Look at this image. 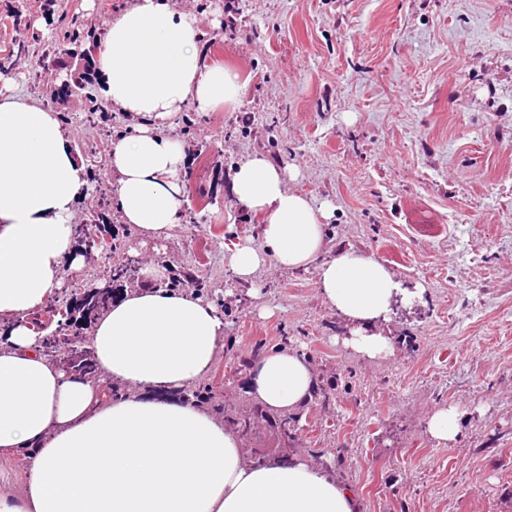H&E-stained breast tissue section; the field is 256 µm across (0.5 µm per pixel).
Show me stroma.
I'll list each match as a JSON object with an SVG mask.
<instances>
[{
	"label": "stroma",
	"mask_w": 512,
	"mask_h": 512,
	"mask_svg": "<svg viewBox=\"0 0 512 512\" xmlns=\"http://www.w3.org/2000/svg\"><path fill=\"white\" fill-rule=\"evenodd\" d=\"M239 10L224 28L226 2ZM208 64L246 83L233 109L188 103L159 122L183 149L178 224L138 236L108 209L86 231L105 265L136 257L164 282H202L224 298L226 335L242 357L289 334L317 387L336 403L303 432L351 485L359 512H512V0H191ZM15 93L66 114L71 146L121 138L85 124L78 97L52 98L17 74ZM208 163L200 165L197 148ZM258 154L293 170L290 188L328 205L326 257L374 255L423 299L398 302L382 326L392 356L346 344V321L323 299L315 269H262L247 308L224 253L259 239L263 219L235 201V166ZM31 324L64 326L56 365L93 373L94 318L121 297L108 276L66 282ZM455 409L459 434L437 442L433 412Z\"/></svg>",
	"instance_id": "stroma-1"
}]
</instances>
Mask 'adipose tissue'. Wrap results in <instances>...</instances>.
<instances>
[{
  "label": "adipose tissue",
  "mask_w": 512,
  "mask_h": 512,
  "mask_svg": "<svg viewBox=\"0 0 512 512\" xmlns=\"http://www.w3.org/2000/svg\"><path fill=\"white\" fill-rule=\"evenodd\" d=\"M196 18L170 0H132L115 17L97 53L99 94L141 118L135 135L114 142L122 223L161 239L178 220L184 153L158 121L188 102L203 109L237 106L246 85L232 70L206 64L195 44ZM288 170L264 157L239 163L237 203L264 215L261 244L227 249L234 278L252 282L267 265L314 268L324 300L351 327L352 346L367 358L391 354L378 326L408 290L374 256L342 250L325 260L324 219L287 185ZM88 188L55 113L0 87V317L9 342L0 347V450L31 449L23 493L0 491V512H356L353 493L310 459L261 466L247 462L237 436L197 403L148 398L183 391L212 370L225 323L189 291L154 287L162 270L96 316L88 348L96 376L50 363L27 322L64 284L75 259L74 208ZM121 383L109 397L104 381ZM315 371L295 351L262 356L250 393L272 411H296L309 398Z\"/></svg>",
  "instance_id": "obj_1"
}]
</instances>
